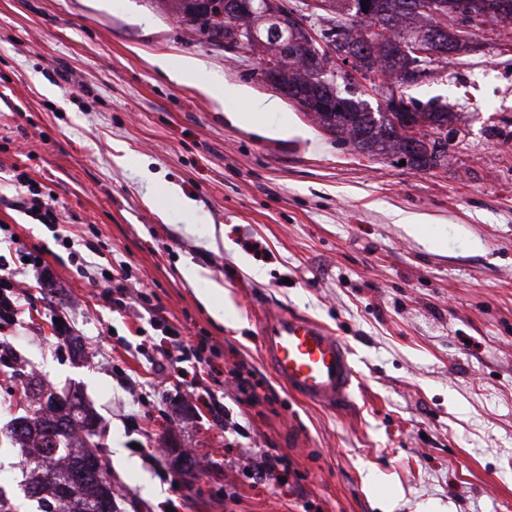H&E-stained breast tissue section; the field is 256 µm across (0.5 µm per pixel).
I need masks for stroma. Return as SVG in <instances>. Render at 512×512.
Listing matches in <instances>:
<instances>
[{"label": "stroma", "instance_id": "stroma-1", "mask_svg": "<svg viewBox=\"0 0 512 512\" xmlns=\"http://www.w3.org/2000/svg\"><path fill=\"white\" fill-rule=\"evenodd\" d=\"M406 87L450 103L445 166L335 142L289 100L257 126L247 102L280 98L255 57L216 49L156 0H0V195L22 171L54 193L64 227L130 264L167 317L244 363L258 393L158 372L148 319L113 312L52 232L0 204L56 274L6 333L45 387L78 393L105 431L116 512H512V36L489 25ZM199 86L179 82L185 60ZM223 287L217 321L185 268ZM323 322L353 352L349 402H303L260 353L264 309ZM64 313L61 347L50 318ZM0 492L17 512L22 464L7 431L21 397L0 367ZM224 392L225 425L207 403ZM284 480L246 472L266 449ZM194 462L185 484L173 464Z\"/></svg>", "mask_w": 512, "mask_h": 512}]
</instances>
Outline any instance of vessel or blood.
I'll list each match as a JSON object with an SVG mask.
<instances>
[{
	"label": "vessel or blood",
	"mask_w": 512,
	"mask_h": 512,
	"mask_svg": "<svg viewBox=\"0 0 512 512\" xmlns=\"http://www.w3.org/2000/svg\"><path fill=\"white\" fill-rule=\"evenodd\" d=\"M263 357L275 377L301 400L334 409L356 378L345 341L318 321L296 313H268L261 325Z\"/></svg>",
	"instance_id": "b4317fda"
}]
</instances>
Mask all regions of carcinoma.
<instances>
[{
    "label": "carcinoma",
    "mask_w": 512,
    "mask_h": 512,
    "mask_svg": "<svg viewBox=\"0 0 512 512\" xmlns=\"http://www.w3.org/2000/svg\"><path fill=\"white\" fill-rule=\"evenodd\" d=\"M168 4L180 22L192 32L206 38L218 48L231 45L257 56L259 67L273 63L281 84L295 97L293 103L311 117L319 127L363 153L398 154L409 147V139L397 132L382 111L373 112L365 101L344 96L333 84L319 82L329 60L320 56L317 41L307 37L306 15L290 7L283 18L274 15L246 16L242 5L247 0H159ZM331 17H324L320 29L323 40L335 44L336 50L354 60L356 67L368 74H389L399 84L421 81L433 72L430 65L445 62L458 44L450 36L442 37L431 57L416 56L410 42L432 29L434 18L411 8L416 0H323ZM380 2L388 13L387 34L374 30L373 18L362 7ZM448 19L453 32L464 45L473 42L471 35L488 24L502 30L512 28L501 23L512 19V0H479L486 5L483 19H474L465 0H446ZM416 109V124L422 138H429L452 124L456 113L434 99H409ZM448 157V142L433 143L431 153L418 152L409 159L418 171L437 168L433 154ZM44 388L37 379L26 384V414L16 419L12 447L19 457H28L31 483L25 493L38 499L40 512H112V482L101 457L78 442L79 431L89 425V415L73 393L57 394V412H45Z\"/></svg>",
    "instance_id": "cac0c4a2"
}]
</instances>
